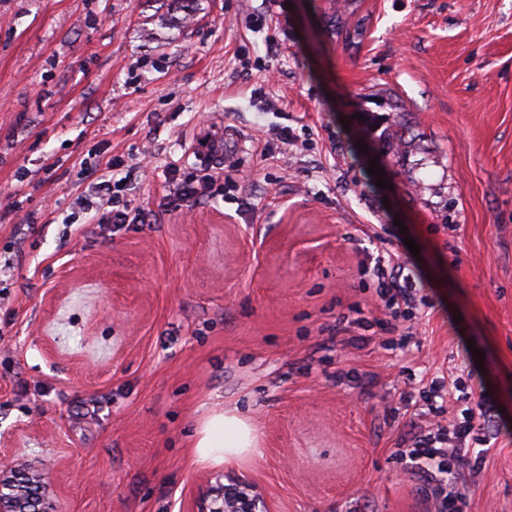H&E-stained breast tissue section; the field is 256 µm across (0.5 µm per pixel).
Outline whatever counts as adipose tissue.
Wrapping results in <instances>:
<instances>
[{
  "label": "adipose tissue",
  "mask_w": 512,
  "mask_h": 512,
  "mask_svg": "<svg viewBox=\"0 0 512 512\" xmlns=\"http://www.w3.org/2000/svg\"><path fill=\"white\" fill-rule=\"evenodd\" d=\"M256 448V435L237 409L215 410L205 416L193 444L199 465H221L248 458Z\"/></svg>",
  "instance_id": "adipose-tissue-1"
}]
</instances>
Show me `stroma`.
I'll return each mask as SVG.
<instances>
[{"instance_id":"1","label":"stroma","mask_w":512,"mask_h":512,"mask_svg":"<svg viewBox=\"0 0 512 512\" xmlns=\"http://www.w3.org/2000/svg\"><path fill=\"white\" fill-rule=\"evenodd\" d=\"M213 139L237 185L171 210ZM106 177L137 223L89 225ZM456 377L495 406L458 512H512V0H0V446L57 512H425L399 451ZM214 407L249 459L191 464ZM387 256L379 254L375 258V264L372 269V275L378 280L377 294L383 302L385 314L389 317L388 325L396 329L397 322L405 316L406 310L415 305L414 288H408L400 283L402 273L401 266L395 263L393 255L386 253Z\"/></svg>"}]
</instances>
